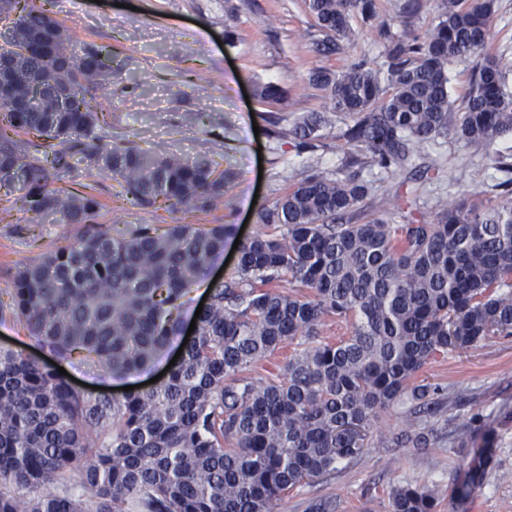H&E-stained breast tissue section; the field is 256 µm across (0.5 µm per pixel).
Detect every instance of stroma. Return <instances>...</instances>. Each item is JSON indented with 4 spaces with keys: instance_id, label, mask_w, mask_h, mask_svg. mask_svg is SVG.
<instances>
[{
    "instance_id": "35a3bbf8",
    "label": "stroma",
    "mask_w": 512,
    "mask_h": 512,
    "mask_svg": "<svg viewBox=\"0 0 512 512\" xmlns=\"http://www.w3.org/2000/svg\"><path fill=\"white\" fill-rule=\"evenodd\" d=\"M404 2L374 0L373 17L353 19V44L344 55L330 57L313 51L322 33L308 0H52L50 9L71 46L102 52L112 71L111 81L92 92L101 115L95 144L109 148L130 141L187 160L207 156L231 169L234 181L223 204L186 219L204 227L231 224L249 237L259 228V205L271 204L311 171L335 174L352 151L342 120L323 128L311 149H300L287 136L295 117L324 101L309 72L362 59L382 67L387 28L398 32L406 26L426 37L443 0H420L419 13L407 19L401 14ZM487 54L512 88V0H494L484 53L449 64L454 114H461L473 68ZM268 85L284 90V98L263 99L261 90ZM358 174L369 189L368 219L397 223L411 215L429 221L445 200H504L499 184L505 175L491 154L464 147L452 135L425 147L414 168L387 173L366 166ZM61 185L78 195L93 193L100 203L98 223L112 230L135 224L164 230L172 222L162 205L127 203L117 181L93 176L80 162H73ZM86 231V225L64 224L52 214L33 223L17 193L1 188L0 301L11 296L18 261H38L48 242L69 246ZM175 354L168 349L150 370L123 381L79 354L63 367L81 382L118 388L154 378ZM421 377L438 388V410L421 425L428 447L390 443L403 429L404 413L400 406L391 409L374 424L365 455L291 491L276 512H313L321 505L328 512H390L389 493L402 485L434 489L438 512H512V337L438 357ZM454 431L467 434V447H449ZM489 431L493 465L479 486L467 488L466 465L479 456Z\"/></svg>"
}]
</instances>
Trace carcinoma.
Segmentation results:
<instances>
[{"instance_id": "1", "label": "carcinoma", "mask_w": 512, "mask_h": 512, "mask_svg": "<svg viewBox=\"0 0 512 512\" xmlns=\"http://www.w3.org/2000/svg\"><path fill=\"white\" fill-rule=\"evenodd\" d=\"M3 1L16 15L17 51L0 58L14 73L10 96L31 97L65 58L71 103L61 110L46 100L37 112L0 103V188L15 191L19 175L27 211L89 225L76 244L49 243L41 261L18 262L11 314L51 357L82 353L115 378L151 367L175 341L184 349L163 380L120 396L79 390L56 367L1 349L0 512H275L289 492L361 456L372 424L408 402L393 443L427 445L418 414L437 388L416 381L423 366L512 336V207L455 199L429 222L357 223L366 186L350 173L313 172L258 210L260 230L241 242L232 273L210 285L187 337V295L224 255L230 225L138 224L114 235L97 227L94 196L54 184L75 148L96 175L120 179L134 205L207 212L224 203L234 173L207 156L86 142L99 121L88 95L109 74L66 36L31 40L51 0ZM492 6L444 0L422 41L385 29L383 73L363 61L314 70L310 80L328 96L288 134L313 140L349 117L343 137L372 163L411 165L447 132V66L485 48ZM309 9L323 33L314 51L333 56L351 42L353 15L371 17L375 5L309 0ZM21 132L27 140L15 138ZM455 134L484 148L512 134V90L491 56L474 70ZM333 319L344 335H323ZM285 345L293 353L267 367ZM492 441L490 433L469 469L473 485L492 462ZM390 507L436 512V492L399 486Z\"/></svg>"}]
</instances>
